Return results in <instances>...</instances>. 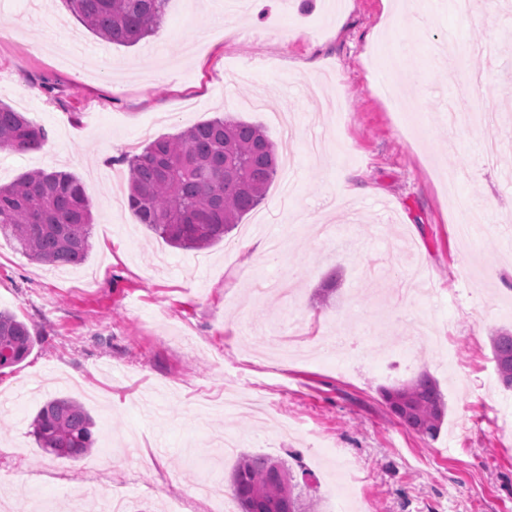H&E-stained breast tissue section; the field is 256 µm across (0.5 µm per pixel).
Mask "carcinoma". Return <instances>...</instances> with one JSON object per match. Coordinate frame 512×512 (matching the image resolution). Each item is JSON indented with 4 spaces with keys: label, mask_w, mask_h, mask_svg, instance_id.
Masks as SVG:
<instances>
[{
    "label": "carcinoma",
    "mask_w": 512,
    "mask_h": 512,
    "mask_svg": "<svg viewBox=\"0 0 512 512\" xmlns=\"http://www.w3.org/2000/svg\"><path fill=\"white\" fill-rule=\"evenodd\" d=\"M97 37L132 46L162 22L168 0H63ZM45 131L0 102V150L24 153L42 147ZM128 204L139 223L171 246L200 250L222 240L265 197L277 172L274 143L255 124L214 118L147 144L123 159ZM91 201L78 178L64 171L33 170L0 186V236L33 260L76 265L90 250ZM500 383L512 390V332L490 336ZM30 327L0 311V369L31 353ZM389 411L422 438L435 439L446 414L434 378L421 372L382 389ZM94 421L69 397L47 401L30 423L39 448L58 457L82 458L94 445ZM240 512H320V499L302 493L288 465L242 454L229 477Z\"/></svg>",
    "instance_id": "cac0c4a2"
}]
</instances>
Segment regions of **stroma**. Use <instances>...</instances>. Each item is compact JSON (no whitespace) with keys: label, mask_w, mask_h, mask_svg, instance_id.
I'll use <instances>...</instances> for the list:
<instances>
[{"label":"stroma","mask_w":512,"mask_h":512,"mask_svg":"<svg viewBox=\"0 0 512 512\" xmlns=\"http://www.w3.org/2000/svg\"><path fill=\"white\" fill-rule=\"evenodd\" d=\"M169 0L151 36L106 42L61 0H0V102L47 134L0 150V183L65 170L92 204L77 266L29 259L0 236V309L40 334L0 370V498L11 512L69 493L97 512H207L206 479L237 460L347 449L304 473L323 512H512V391L489 336L512 331V0ZM417 115L406 129L403 112ZM226 116L260 125L280 168L224 239L177 249L139 223L121 158ZM488 209L472 242L438 179ZM287 239L276 260L257 248ZM335 279L320 302L317 290ZM447 414L436 439L402 426L382 388L419 372ZM68 396L94 420L84 458L45 453L30 421Z\"/></svg>","instance_id":"1"}]
</instances>
